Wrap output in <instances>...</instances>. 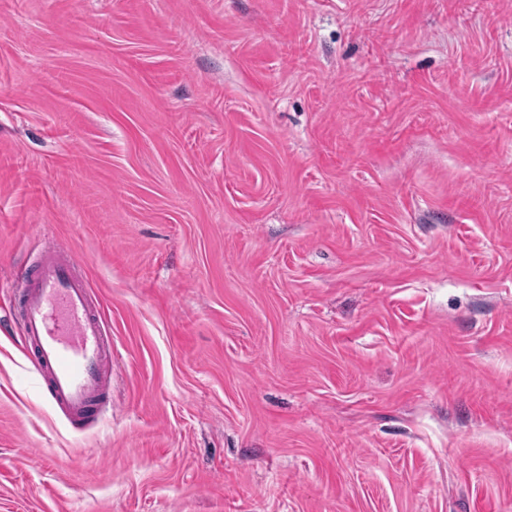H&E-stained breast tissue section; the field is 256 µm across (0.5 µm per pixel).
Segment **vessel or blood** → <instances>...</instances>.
<instances>
[{
  "label": "vessel or blood",
  "instance_id": "obj_1",
  "mask_svg": "<svg viewBox=\"0 0 512 512\" xmlns=\"http://www.w3.org/2000/svg\"><path fill=\"white\" fill-rule=\"evenodd\" d=\"M82 266L69 249L42 243L17 299L44 394L77 430L97 416L112 388V339Z\"/></svg>",
  "mask_w": 512,
  "mask_h": 512
}]
</instances>
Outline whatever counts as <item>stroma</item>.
Masks as SVG:
<instances>
[{
    "label": "stroma",
    "instance_id": "stroma-1",
    "mask_svg": "<svg viewBox=\"0 0 512 512\" xmlns=\"http://www.w3.org/2000/svg\"><path fill=\"white\" fill-rule=\"evenodd\" d=\"M45 237L112 337L80 431ZM0 512H512V0H0ZM82 266L77 254L45 241L17 299L44 394L76 430L98 415L112 388V338Z\"/></svg>",
    "mask_w": 512,
    "mask_h": 512
}]
</instances>
